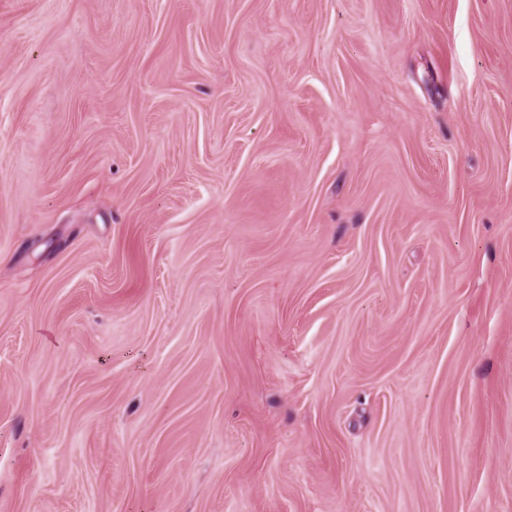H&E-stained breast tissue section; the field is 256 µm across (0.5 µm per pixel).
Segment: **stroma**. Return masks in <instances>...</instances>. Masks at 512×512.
<instances>
[{
    "label": "stroma",
    "mask_w": 512,
    "mask_h": 512,
    "mask_svg": "<svg viewBox=\"0 0 512 512\" xmlns=\"http://www.w3.org/2000/svg\"><path fill=\"white\" fill-rule=\"evenodd\" d=\"M0 512H512V0H0Z\"/></svg>",
    "instance_id": "1"
}]
</instances>
